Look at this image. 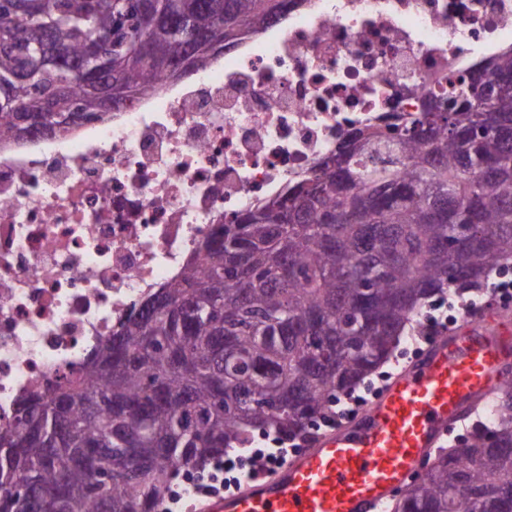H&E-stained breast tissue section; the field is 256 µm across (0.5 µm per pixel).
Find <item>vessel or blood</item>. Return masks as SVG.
<instances>
[{
  "mask_svg": "<svg viewBox=\"0 0 512 512\" xmlns=\"http://www.w3.org/2000/svg\"><path fill=\"white\" fill-rule=\"evenodd\" d=\"M512 388V314L489 305L435 337L351 420L196 512H384L480 403Z\"/></svg>",
  "mask_w": 512,
  "mask_h": 512,
  "instance_id": "b4317fda",
  "label": "vessel or blood"
}]
</instances>
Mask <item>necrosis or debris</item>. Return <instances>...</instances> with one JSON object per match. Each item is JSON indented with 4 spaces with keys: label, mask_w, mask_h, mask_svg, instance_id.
<instances>
[{
    "label": "necrosis or debris",
    "mask_w": 512,
    "mask_h": 512,
    "mask_svg": "<svg viewBox=\"0 0 512 512\" xmlns=\"http://www.w3.org/2000/svg\"><path fill=\"white\" fill-rule=\"evenodd\" d=\"M509 47L512 0H288L159 95L0 145V426L173 282L216 225Z\"/></svg>",
    "instance_id": "necrosis-or-debris-1"
}]
</instances>
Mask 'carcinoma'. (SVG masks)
Here are the masks:
<instances>
[{"label": "carcinoma", "instance_id": "carcinoma-1", "mask_svg": "<svg viewBox=\"0 0 512 512\" xmlns=\"http://www.w3.org/2000/svg\"><path fill=\"white\" fill-rule=\"evenodd\" d=\"M285 0H0V142L154 95ZM512 262V49L387 133L218 225L77 372L0 428V512H155L175 470L257 429L304 437L391 356L414 313ZM391 512H512V392ZM112 482L93 487L94 473Z\"/></svg>", "mask_w": 512, "mask_h": 512}]
</instances>
